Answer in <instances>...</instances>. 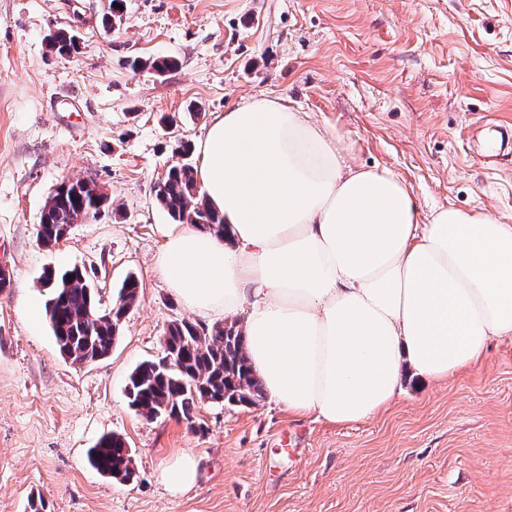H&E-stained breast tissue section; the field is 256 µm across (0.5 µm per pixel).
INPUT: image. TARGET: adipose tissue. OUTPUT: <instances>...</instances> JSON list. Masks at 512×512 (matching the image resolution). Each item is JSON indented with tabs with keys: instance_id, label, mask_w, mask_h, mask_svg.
<instances>
[{
	"instance_id": "1",
	"label": "adipose tissue",
	"mask_w": 512,
	"mask_h": 512,
	"mask_svg": "<svg viewBox=\"0 0 512 512\" xmlns=\"http://www.w3.org/2000/svg\"><path fill=\"white\" fill-rule=\"evenodd\" d=\"M196 153L228 234L176 225L158 269L192 311L244 316L249 362L289 413L368 420L404 369L442 382L512 337V224L452 207L420 222L401 179L343 164L279 97L218 114Z\"/></svg>"
}]
</instances>
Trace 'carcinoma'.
Masks as SVG:
<instances>
[{
  "mask_svg": "<svg viewBox=\"0 0 512 512\" xmlns=\"http://www.w3.org/2000/svg\"><path fill=\"white\" fill-rule=\"evenodd\" d=\"M177 65L172 56L128 61L134 72L149 70L159 76ZM176 152L182 161L168 169L156 190L160 206L175 223L196 224L224 233L222 216L208 206L197 189L189 145L180 144ZM91 211L93 195L84 187H79L75 196L63 197L55 192L41 213L39 236L54 246L67 228ZM44 286L48 290L46 315L60 353L79 365L107 357L116 340L118 314L111 309L99 312L85 272L76 267L61 274L49 270L44 273ZM139 288L137 278H126L115 304L132 307L138 300ZM164 336L165 355L176 357V363L166 367L159 361H144L129 376L130 402L146 417L189 421L200 402L252 405L263 397L261 384L247 363L245 339L237 324L218 323L210 329H200L191 322L175 320ZM87 462L108 478L124 479L131 471V455L125 441L114 434L103 435L88 449Z\"/></svg>",
  "mask_w": 512,
  "mask_h": 512,
  "instance_id": "carcinoma-1",
  "label": "carcinoma"
}]
</instances>
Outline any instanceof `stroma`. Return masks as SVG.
<instances>
[{
    "label": "stroma",
    "mask_w": 512,
    "mask_h": 512,
    "mask_svg": "<svg viewBox=\"0 0 512 512\" xmlns=\"http://www.w3.org/2000/svg\"><path fill=\"white\" fill-rule=\"evenodd\" d=\"M104 4L0 0V512H26L34 494L50 512H512V339L444 383L403 373L388 411L348 425L266 397L149 419L126 391L138 364L163 357L171 321L213 324L157 270L171 219L156 186L176 142L198 143L244 99L308 113L344 163L399 176L420 219L453 206L512 224V153L493 170L477 156L512 123V0H124L112 32ZM58 30L78 34L72 55L49 48ZM157 56L177 68L127 65ZM65 179L97 182L112 205L45 247L40 216ZM74 266L102 311L127 275L142 285L90 365L60 354L43 310L44 270ZM296 432L305 452L291 460L279 448ZM105 434L127 442L133 480L88 465ZM184 452L198 479L174 494L161 472ZM127 64L133 72L149 70L156 75L162 76L175 69L178 61L172 56H159L151 59L137 57L129 60Z\"/></svg>",
    "instance_id": "1"
}]
</instances>
